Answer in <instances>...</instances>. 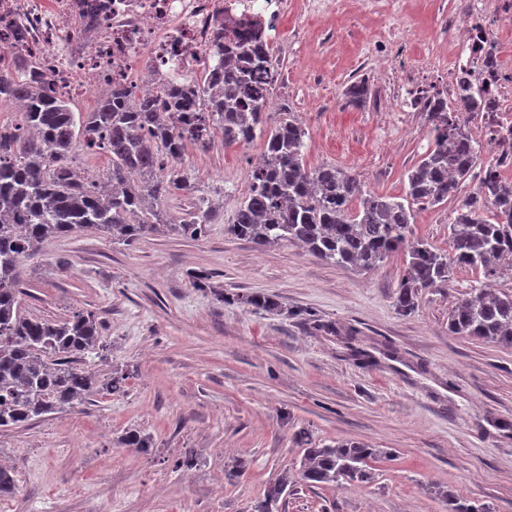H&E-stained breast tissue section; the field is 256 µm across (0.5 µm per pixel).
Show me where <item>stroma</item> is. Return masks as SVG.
Masks as SVG:
<instances>
[{"instance_id": "1", "label": "stroma", "mask_w": 512, "mask_h": 512, "mask_svg": "<svg viewBox=\"0 0 512 512\" xmlns=\"http://www.w3.org/2000/svg\"><path fill=\"white\" fill-rule=\"evenodd\" d=\"M453 2L331 0L312 17L306 0H288L281 109L307 132L306 166L331 163L363 190L404 195V174L433 133L424 116L386 111L397 86L373 45L397 32L404 55H432L438 73L418 82L428 87L448 69L432 41ZM361 78L372 95L356 106L345 91ZM262 151V139L228 147L219 136L208 150L187 149L182 166L210 189L217 217L199 239L166 231L126 244L80 232L23 262V313H95L103 349L84 364L102 377L125 373L127 387L1 432L0 463L20 482L0 512H251L268 483L296 476L301 430L385 455L371 482L289 487L281 512H448L445 490L512 512V348L448 329L482 272L455 270L404 313L394 302L402 253L351 270L295 243L235 238L226 228ZM459 204L415 206V236L449 249ZM193 271L212 288H196ZM251 293L281 311L238 303ZM130 428L152 437V454L121 447ZM188 452L194 466L176 468ZM236 459L246 466L233 476Z\"/></svg>"}]
</instances>
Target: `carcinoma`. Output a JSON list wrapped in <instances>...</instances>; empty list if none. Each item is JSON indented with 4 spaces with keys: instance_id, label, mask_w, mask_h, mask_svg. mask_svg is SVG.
I'll return each mask as SVG.
<instances>
[{
    "instance_id": "1",
    "label": "carcinoma",
    "mask_w": 512,
    "mask_h": 512,
    "mask_svg": "<svg viewBox=\"0 0 512 512\" xmlns=\"http://www.w3.org/2000/svg\"><path fill=\"white\" fill-rule=\"evenodd\" d=\"M252 28L242 22L224 27L220 71L172 89L168 112L151 96L131 110L127 91L116 87L94 111L78 114L31 80V69L0 68V104H23L13 122L0 127V430L28 426L97 392L120 394L126 387L124 374L102 379L83 365L100 348L93 313L76 312L61 321L21 314L22 262L44 243L85 230L123 243L164 229L202 237L214 216L207 193L187 172L165 167L182 163L190 145L207 149L218 131L226 146L264 140L263 161L252 170L229 234L259 246L298 242L324 261L363 270L403 249L405 274L395 292L402 312L415 308L420 291L447 285L455 267L475 268L490 278L498 275V262L512 256V188L491 174L456 209L451 250L411 236L413 205L448 201L480 157L449 121L437 89L419 96L434 147L408 170L404 200L363 192L354 174L334 164L305 167V129L292 119L271 120L265 101L281 68ZM370 94L364 79L346 90L353 102ZM197 100L201 111H178ZM79 147L110 156L104 180L82 178L70 167ZM182 191L196 193V201L180 223L165 221L159 210L145 211L148 201L158 205ZM241 301L265 312L280 309L265 295H244ZM448 329L512 347V292L473 287L448 314ZM297 439L304 445L297 478L284 474L268 484L252 512H279L292 481L308 487L366 483L372 478L368 461L387 455L362 443H319L305 431ZM121 444L153 450L137 429L126 431ZM17 492L11 471L0 469V497ZM445 498L448 512H485L460 493L447 492Z\"/></svg>"
}]
</instances>
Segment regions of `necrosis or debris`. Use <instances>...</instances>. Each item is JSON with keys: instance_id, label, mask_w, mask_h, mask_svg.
<instances>
[{"instance_id": "necrosis-or-debris-1", "label": "necrosis or debris", "mask_w": 512, "mask_h": 512, "mask_svg": "<svg viewBox=\"0 0 512 512\" xmlns=\"http://www.w3.org/2000/svg\"><path fill=\"white\" fill-rule=\"evenodd\" d=\"M0 0V66L29 59L51 93L73 102L128 89V105L144 83L166 97L217 69L222 26L251 16L274 43L287 15L286 0ZM512 25V0H459L448 12V72L439 89L449 112L476 148L486 170L512 183V64L485 68L499 53L497 34Z\"/></svg>"}]
</instances>
